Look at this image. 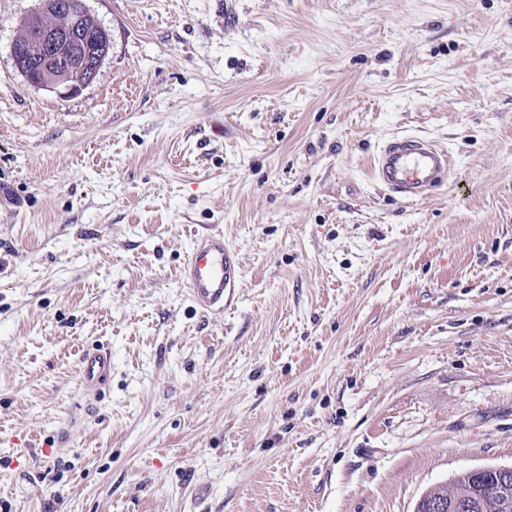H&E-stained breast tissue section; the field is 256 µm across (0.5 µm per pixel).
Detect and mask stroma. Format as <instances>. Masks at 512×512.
Listing matches in <instances>:
<instances>
[{
	"label": "stroma",
	"mask_w": 512,
	"mask_h": 512,
	"mask_svg": "<svg viewBox=\"0 0 512 512\" xmlns=\"http://www.w3.org/2000/svg\"><path fill=\"white\" fill-rule=\"evenodd\" d=\"M34 5L0 0V512H414L512 465V0H85L69 98L14 65ZM401 135L456 157L412 204L370 174ZM209 231L220 317L180 278ZM238 253L220 233L196 236L183 266V282L193 307L221 315L238 300L241 278ZM78 378L80 387L87 393L99 395L112 378V351L105 346L85 349L79 358Z\"/></svg>",
	"instance_id": "1"
}]
</instances>
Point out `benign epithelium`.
<instances>
[{"instance_id":"obj_1","label":"benign epithelium","mask_w":512,"mask_h":512,"mask_svg":"<svg viewBox=\"0 0 512 512\" xmlns=\"http://www.w3.org/2000/svg\"><path fill=\"white\" fill-rule=\"evenodd\" d=\"M80 16L74 14L65 0H38V6L25 23V40L11 46L13 60L27 58L24 66L26 81L38 88L62 97L79 94L99 71L111 47L108 31L99 27L91 35L78 36L76 26ZM94 59V72L88 73L87 58ZM481 495V487L470 484L466 499L450 505L433 503L434 512H473Z\"/></svg>"}]
</instances>
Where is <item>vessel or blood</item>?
I'll return each instance as SVG.
<instances>
[{
    "label": "vessel or blood",
    "instance_id": "1",
    "mask_svg": "<svg viewBox=\"0 0 512 512\" xmlns=\"http://www.w3.org/2000/svg\"><path fill=\"white\" fill-rule=\"evenodd\" d=\"M448 150L420 136H396L385 142L372 166L375 181L404 203H414L442 187L450 172ZM238 253L223 234L196 236L183 266V282L194 308L210 315L223 314L238 300L241 278ZM81 388L101 393L112 378V351L105 346L85 349L78 363Z\"/></svg>",
    "mask_w": 512,
    "mask_h": 512
}]
</instances>
